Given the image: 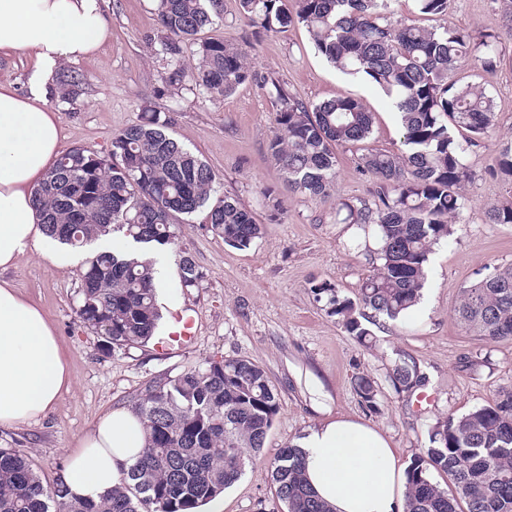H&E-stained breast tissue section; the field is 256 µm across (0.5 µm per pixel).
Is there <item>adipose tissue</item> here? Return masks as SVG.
<instances>
[{
    "label": "adipose tissue",
    "mask_w": 512,
    "mask_h": 512,
    "mask_svg": "<svg viewBox=\"0 0 512 512\" xmlns=\"http://www.w3.org/2000/svg\"><path fill=\"white\" fill-rule=\"evenodd\" d=\"M109 34L102 0H0V58L34 59L27 95L0 83V272L51 243L34 198L59 158V118L44 84L59 64L94 55ZM71 385L45 313L0 280V426L39 418ZM144 446V425L132 410L106 413L68 458L71 495L101 498ZM297 446L309 483L333 512H404L403 470L377 430L340 418Z\"/></svg>",
    "instance_id": "obj_1"
}]
</instances>
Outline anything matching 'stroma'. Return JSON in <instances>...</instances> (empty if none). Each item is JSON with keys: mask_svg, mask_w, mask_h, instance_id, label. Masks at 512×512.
Listing matches in <instances>:
<instances>
[{"mask_svg": "<svg viewBox=\"0 0 512 512\" xmlns=\"http://www.w3.org/2000/svg\"><path fill=\"white\" fill-rule=\"evenodd\" d=\"M104 9L110 38L95 56L74 63L88 76L85 90L73 103L54 106L62 149L83 146L107 154L113 133L138 123L141 105L151 104L170 116L174 135L214 169L216 196H233L252 209L262 235L238 249L212 232L205 212L180 224L174 247L192 255L203 279L199 287H182L172 265L157 291L161 310L187 308L196 319L194 343L168 354L151 344L103 351L76 313L78 266L57 265L36 251L21 257L0 276L48 316L73 386L38 421L0 427V447L23 449L43 482L52 484L97 420L108 411L130 408L146 385L210 358L242 356L267 369L278 389L280 412L260 457L221 494L219 506L221 512H282L268 463L310 429L338 418L361 421L384 435L405 466L426 448L428 431L439 418L468 413L498 389L512 387V339L486 341L465 332L454 315L463 288L486 267L512 265V224L485 221L491 206L512 201V185L491 174L499 148L512 140V35L506 32L512 0H450L447 14L437 19L452 30L499 35L501 63L488 77L497 126L467 154L472 178L465 209L454 235L429 258L422 301L400 320H379L370 346L328 316L310 293L312 282L325 281L356 296L370 270L366 253L348 248L355 226L336 221L339 201L369 198L373 186L372 177L358 167L357 149L337 148L332 196L313 199L290 191L283 170L267 152L276 112L267 87L247 83L213 99L189 86L169 96L161 81L163 63L154 53L153 0H104ZM202 36L242 45L259 74L274 77L303 100L361 97L374 114L371 146L400 148L402 131L388 99L368 81L331 67L304 27L253 38L237 0H224L222 15ZM266 188L282 202L274 218L265 207ZM402 354L417 359L427 374L430 402L418 404L393 388L388 373ZM360 373L379 385L377 411L366 409L352 389Z\"/></svg>", "mask_w": 512, "mask_h": 512, "instance_id": "1", "label": "stroma"}]
</instances>
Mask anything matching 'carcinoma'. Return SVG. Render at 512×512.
I'll return each mask as SVG.
<instances>
[{
  "label": "carcinoma",
  "mask_w": 512,
  "mask_h": 512,
  "mask_svg": "<svg viewBox=\"0 0 512 512\" xmlns=\"http://www.w3.org/2000/svg\"><path fill=\"white\" fill-rule=\"evenodd\" d=\"M390 2L294 0L292 11L283 0H238L254 36L303 25L326 62L368 79L398 114L405 149L364 148L359 167L374 179L372 198L342 201L336 209L339 224H355L363 233L374 226L376 266L354 298L326 282L310 286L323 310L364 343L371 331L361 309L397 320L420 302L429 256L453 235L465 205L471 177L465 157L496 126L486 84L464 82L459 72H494L499 36L395 25ZM413 2L426 17L448 12V0ZM221 12L223 0H157L164 89L175 95L191 85L218 98L261 81L277 104L267 150L288 186L311 198L331 196L336 147L367 143L372 113L350 95L308 103L279 80L259 76L241 45L197 41ZM194 41L198 62L188 67L184 46ZM85 84L84 73L64 67L49 98L68 103ZM141 112L138 123L113 134L108 154L69 149L35 191L53 240L82 249L118 233L134 245L127 253L92 250L79 268L78 318L114 352L154 338L161 313L148 253L174 244L177 222L205 207L211 230L229 246L246 248L262 235L253 212L236 198L211 200L216 173L169 132L170 118L147 104ZM493 173L512 185V143L501 146ZM486 219L512 224V204L491 208ZM177 267L182 287L199 286L203 275L188 252L178 254ZM455 315L464 330L489 342L512 339V266L495 267L464 289ZM390 379L399 392L428 383L409 355L394 360ZM353 390L365 408L378 411L374 378L355 376ZM132 409L142 419L145 448L110 493L98 501L72 499L63 477L46 485L22 450L0 448V512H194L237 482L261 452L279 412V393L262 366L230 357L148 384ZM428 442L405 470V512H512V388L467 414L437 420ZM269 467L282 512H331L307 482L296 445L281 449Z\"/></svg>",
  "instance_id": "cac0c4a2"
}]
</instances>
